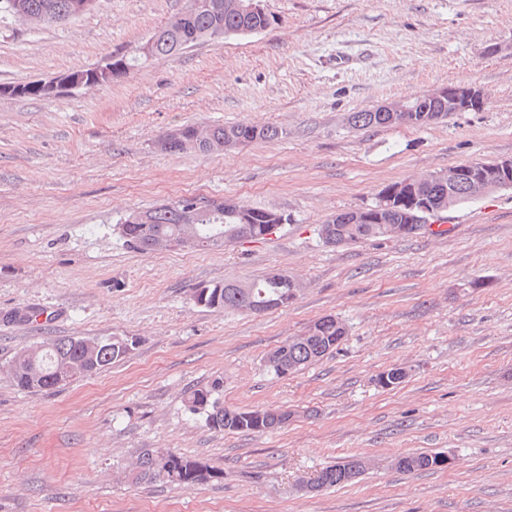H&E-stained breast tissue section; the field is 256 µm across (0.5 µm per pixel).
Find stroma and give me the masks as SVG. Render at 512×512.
Masks as SVG:
<instances>
[{"instance_id": "1", "label": "stroma", "mask_w": 512, "mask_h": 512, "mask_svg": "<svg viewBox=\"0 0 512 512\" xmlns=\"http://www.w3.org/2000/svg\"><path fill=\"white\" fill-rule=\"evenodd\" d=\"M185 0H97L75 20L0 15V84L128 55ZM271 25L205 39L125 76L51 99L0 96V512H512V189L439 214L421 232L330 247L318 228L375 204L390 183L512 158V0H263ZM478 110L414 128L353 126V113L448 86ZM274 125L223 153L160 151L182 124ZM194 196L288 216L222 250L140 251L119 224ZM283 271L302 284L261 314L209 309L215 282ZM332 315L333 354L278 376L267 355ZM128 336L133 350L54 392L5 372L57 337ZM402 367L399 386L378 385ZM223 385L225 405L282 406L265 433L218 432L185 401ZM145 448L223 469L192 487L133 485ZM444 452L406 474L397 456ZM367 460L341 488L301 480Z\"/></svg>"}]
</instances>
